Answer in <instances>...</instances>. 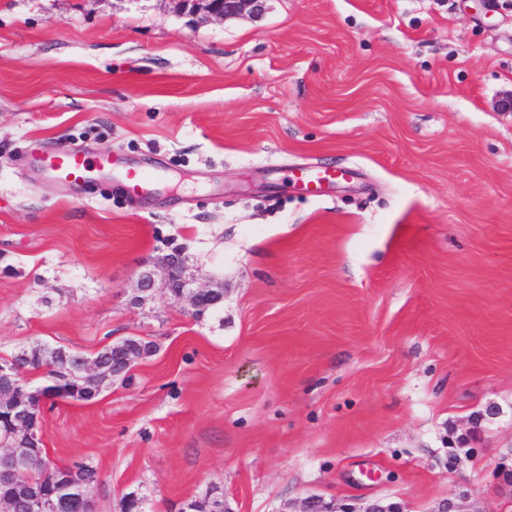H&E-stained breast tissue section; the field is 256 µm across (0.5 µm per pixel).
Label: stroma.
<instances>
[{
  "mask_svg": "<svg viewBox=\"0 0 512 512\" xmlns=\"http://www.w3.org/2000/svg\"><path fill=\"white\" fill-rule=\"evenodd\" d=\"M512 0H0V352L155 344L42 412L94 512H512ZM159 174L74 188L43 152ZM300 166L352 170L326 195ZM179 249L218 314L157 289ZM202 21L211 18L226 20L245 14L257 16L264 10L265 0H180Z\"/></svg>",
  "mask_w": 512,
  "mask_h": 512,
  "instance_id": "obj_1",
  "label": "stroma"
}]
</instances>
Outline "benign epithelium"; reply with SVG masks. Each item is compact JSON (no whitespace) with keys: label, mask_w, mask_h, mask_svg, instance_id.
Returning a JSON list of instances; mask_svg holds the SVG:
<instances>
[{"label":"benign epithelium","mask_w":512,"mask_h":512,"mask_svg":"<svg viewBox=\"0 0 512 512\" xmlns=\"http://www.w3.org/2000/svg\"><path fill=\"white\" fill-rule=\"evenodd\" d=\"M189 10L203 21L211 18L226 20L245 14L257 16L264 10L265 0H180ZM162 283L177 301H187L196 311L206 310L224 299V293L200 285L195 269L188 257L174 250L159 258L150 268L140 271L137 279L138 295L133 303L138 304L152 296L156 283ZM38 399L43 404L44 396L39 392H25L0 407L11 413L22 429V436L35 440L34 428L29 426L33 415L34 403L30 398ZM302 512H354L350 508L336 509V501H325L312 497L304 501Z\"/></svg>","instance_id":"obj_1"}]
</instances>
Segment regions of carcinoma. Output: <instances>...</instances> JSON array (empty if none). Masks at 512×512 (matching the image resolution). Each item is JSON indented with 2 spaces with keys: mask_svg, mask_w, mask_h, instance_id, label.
Instances as JSON below:
<instances>
[{
  "mask_svg": "<svg viewBox=\"0 0 512 512\" xmlns=\"http://www.w3.org/2000/svg\"><path fill=\"white\" fill-rule=\"evenodd\" d=\"M155 352L153 343L138 337H127L104 345L93 361L100 367L99 383L86 385L84 356L81 352L63 346L37 345L8 355L20 371L19 381L33 389L27 378L31 371H43L42 384L49 385L51 399L87 402L99 396L112 384V376H123L138 360ZM33 456L16 470L12 485L14 497L12 512H31V496L46 489L56 491L54 507L50 512H94L93 500L81 493L91 489L96 481V471L89 466L59 467L45 455Z\"/></svg>",
  "mask_w": 512,
  "mask_h": 512,
  "instance_id": "carcinoma-1",
  "label": "carcinoma"
}]
</instances>
